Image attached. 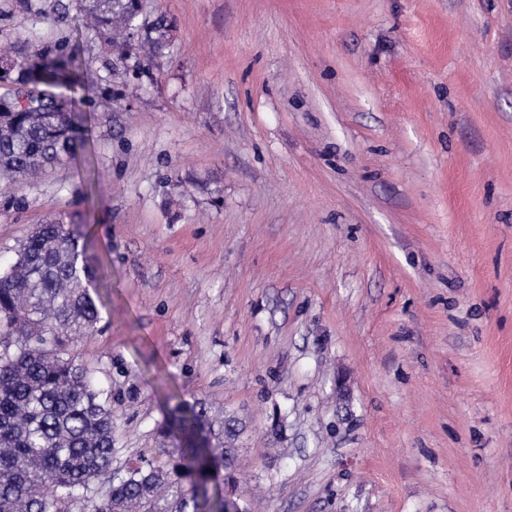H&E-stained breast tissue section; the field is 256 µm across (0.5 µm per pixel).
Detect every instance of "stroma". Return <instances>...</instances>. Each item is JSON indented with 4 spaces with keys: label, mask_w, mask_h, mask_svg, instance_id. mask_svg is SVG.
I'll use <instances>...</instances> for the list:
<instances>
[{
    "label": "stroma",
    "mask_w": 512,
    "mask_h": 512,
    "mask_svg": "<svg viewBox=\"0 0 512 512\" xmlns=\"http://www.w3.org/2000/svg\"><path fill=\"white\" fill-rule=\"evenodd\" d=\"M91 0H0L68 39L72 157L0 188V269L81 231L115 466L171 410L238 419L252 512H512V0H141L114 73Z\"/></svg>",
    "instance_id": "obj_1"
}]
</instances>
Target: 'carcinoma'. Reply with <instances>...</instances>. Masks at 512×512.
Instances as JSON below:
<instances>
[{"instance_id": "obj_1", "label": "carcinoma", "mask_w": 512, "mask_h": 512, "mask_svg": "<svg viewBox=\"0 0 512 512\" xmlns=\"http://www.w3.org/2000/svg\"><path fill=\"white\" fill-rule=\"evenodd\" d=\"M139 8V0H94L90 14L103 32L128 31ZM4 60L1 82H32L46 94L38 107L0 111V178L15 183L73 153L79 79L63 43ZM90 279L79 238L61 220L37 225L0 271V512H197L198 497L181 482L205 493L222 474L235 479L236 425L204 399L180 404L168 425L182 437L177 456L113 467L111 397L68 355L99 319Z\"/></svg>"}]
</instances>
